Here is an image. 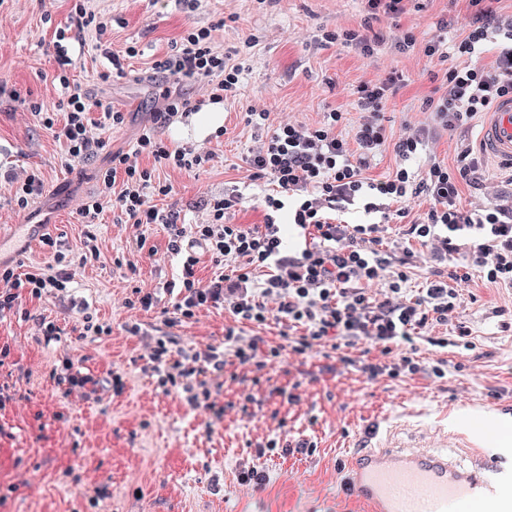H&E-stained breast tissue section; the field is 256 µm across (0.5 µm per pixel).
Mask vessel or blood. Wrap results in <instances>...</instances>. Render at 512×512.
Instances as JSON below:
<instances>
[{
	"mask_svg": "<svg viewBox=\"0 0 512 512\" xmlns=\"http://www.w3.org/2000/svg\"><path fill=\"white\" fill-rule=\"evenodd\" d=\"M478 144L512 168V97L492 107ZM350 461L349 494L369 512H512V495L488 478L490 463L480 455L465 468L441 452L405 453L383 441Z\"/></svg>",
	"mask_w": 512,
	"mask_h": 512,
	"instance_id": "1",
	"label": "vessel or blood"
}]
</instances>
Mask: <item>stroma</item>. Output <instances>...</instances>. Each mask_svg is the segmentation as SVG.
<instances>
[{
  "label": "stroma",
  "mask_w": 512,
  "mask_h": 512,
  "mask_svg": "<svg viewBox=\"0 0 512 512\" xmlns=\"http://www.w3.org/2000/svg\"><path fill=\"white\" fill-rule=\"evenodd\" d=\"M91 4L113 20L104 37L110 50L134 44L142 54L130 60L125 78L108 82L99 77L106 61L98 52L76 60L72 73L92 100L125 113L126 121L105 151L70 168L63 142L29 104L52 105L61 96L52 79L54 30L70 24L74 0H0V229L49 224L73 275L66 291L19 300L0 314V345L10 347L0 366V512H362L344 489L346 457L365 437L378 441L391 431L420 444L437 433L467 436L469 447L453 451L457 460L469 463L478 452L512 475V441L467 423L471 415L512 423V316L493 314L512 309V288H489L478 278L465 288L458 319L472 332L473 350L458 355L418 341L419 360L446 361L441 378L369 380L326 358L322 346L293 352L271 322L238 327L240 340L263 337L280 348L278 358L261 370L232 366L220 378L197 362L188 393L182 384L159 383L155 342L166 338L176 356L223 347L226 328L235 325L228 307H204L194 319L176 321V298L163 285L176 277L178 260L166 250L164 230L140 232L109 208L91 226L77 215L82 201L97 194L96 172L109 152L131 147L151 120L156 102L148 60L165 54L185 29L215 26L218 45L238 49L241 93L219 107L223 136L201 130L194 112L160 126L167 143L210 151L214 159L189 173L158 165L154 175L172 185L167 202L184 223L209 222L207 199L235 184L244 202L229 222L260 224L264 192L248 178L245 156L256 140L243 112L268 109L274 126L313 125L331 108L356 113L361 83L397 73L405 83L389 96L384 116L394 135H404L406 126L424 121L422 101L435 88L434 75L448 67L426 57L424 44L438 19L467 15L466 0H409L405 14L378 25L391 38L413 30L416 45L371 57L326 40L361 21V0H198L191 12L174 0ZM34 172L42 190L19 210L15 191ZM90 234L101 257L83 264ZM137 287L155 293L151 309L129 307ZM86 315L103 334L83 333ZM48 323L60 329L51 344L42 336ZM69 363L103 378V387L91 394L58 383L57 372ZM292 391L297 400H289ZM300 440L313 442L312 453L281 452V445ZM244 465L266 472V485L240 482Z\"/></svg>",
  "instance_id": "stroma-1"
}]
</instances>
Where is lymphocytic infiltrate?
Listing matches in <instances>:
<instances>
[{"label":"lymphocytic infiltrate","mask_w":512,"mask_h":512,"mask_svg":"<svg viewBox=\"0 0 512 512\" xmlns=\"http://www.w3.org/2000/svg\"><path fill=\"white\" fill-rule=\"evenodd\" d=\"M469 15L453 38H434L424 46L427 57L457 58L422 109L430 121L411 136L394 139L383 122L389 83L358 86L359 116L348 121L344 112L331 109L314 126L286 123L270 127V113L249 108L244 121L261 132L260 145L245 158L250 180L265 179L274 192L263 197L266 214L260 224H230L226 217L237 210L243 194L225 190L209 201L211 220L184 224L180 214L162 207L160 199L172 192L143 167V159L185 172L204 168L212 153L195 148L172 147L155 127L143 128L128 150L113 153L108 167L100 169L98 195L79 211L84 224L99 223L108 202H116L126 223L161 225L167 250L180 259V273L165 282L175 294L181 319H192L197 310L224 301L223 280L202 285V259L224 265L236 277L240 290L234 295L232 314L238 322L261 325L276 320L289 330L288 343L303 353L312 343L329 344L331 350L351 348L368 340L380 349L379 360L364 363L367 378L386 373L392 377L416 375L423 367L411 353L421 330L445 326L459 305V289L473 276L495 288H512V206L490 204L466 207L463 185L476 184L483 159L472 148L462 150L456 164L429 159L424 168H409L429 140L448 133H467L500 98L512 96V14L502 15L486 0H468ZM73 29L57 28L54 79L62 97L56 106L31 103L40 124L52 130L66 147L67 161L80 164L105 146L92 129L116 130L125 122L122 112L104 106L92 110L80 82L72 78L71 51L86 47V32L104 36L108 19L85 5L74 4ZM156 85L167 101L160 123L199 111L204 102L214 104L236 97L244 67L232 55L218 51L208 27L183 31L164 55L150 65ZM203 82L206 100L190 99L185 86ZM394 152L399 163L388 175L376 179L367 171L378 155ZM378 213L382 222L345 224L342 214L354 206ZM290 209L294 226L305 246L285 253L281 225L274 214ZM404 222L409 240L433 244L435 254L448 263L447 270H430L426 285L416 297L406 286L413 276L411 253L396 255L384 246L386 223ZM69 258L54 255L51 266L24 269L0 265V311L19 299L60 291L70 281ZM277 308H269V298ZM261 338L240 345L234 329H227L223 352L203 354L214 373L227 366L251 364L261 351ZM405 344L408 354L390 361L394 346Z\"/></svg>","instance_id":"lymphocytic-infiltrate-1"}]
</instances>
